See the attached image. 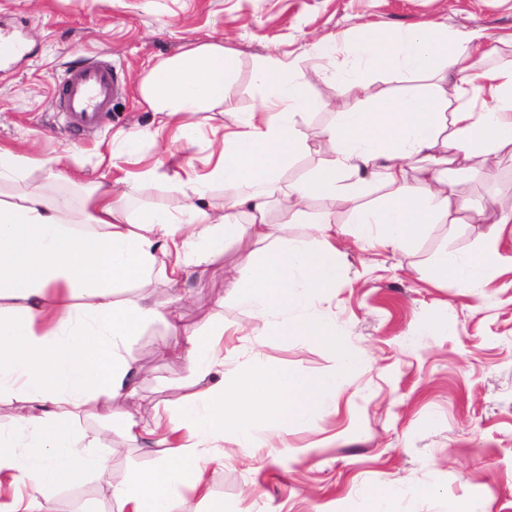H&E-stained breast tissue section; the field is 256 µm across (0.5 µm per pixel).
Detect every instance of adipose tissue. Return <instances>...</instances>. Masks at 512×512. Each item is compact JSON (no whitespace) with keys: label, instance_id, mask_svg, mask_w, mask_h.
<instances>
[{"label":"adipose tissue","instance_id":"1","mask_svg":"<svg viewBox=\"0 0 512 512\" xmlns=\"http://www.w3.org/2000/svg\"><path fill=\"white\" fill-rule=\"evenodd\" d=\"M342 44L359 65L388 67L423 86L401 95L382 90L366 106L337 113L323 134L326 159L295 181L280 182L303 147L294 117L324 104L306 92L312 75L294 71L286 57L271 52L255 70L258 106L231 113L207 173L174 178L188 200L180 212L126 211L123 197L157 180L153 169L124 181L119 191L93 187V209L81 220L73 218L65 197L30 191L0 198V398L33 406L28 415L0 424V486L31 487L30 495H14L6 512H35L38 502H50L61 488L106 476L111 436L77 432L72 420L101 397L120 410L142 373L126 345L143 325L164 316L150 295L115 299L119 287L146 285L158 275L178 285L211 265L230 241L239 254L228 280L237 305L264 318L272 335L297 329L333 337L310 309L342 276L334 205H347L359 240L400 252L411 250L428 225L481 216L477 203L460 197L456 187L476 165L512 157V66H477L478 58L498 54L497 40L430 29L389 35L358 24L320 39L314 49L331 57ZM235 67L234 52L220 40L159 60L140 85L158 128L117 134L111 158L138 156L145 141L169 127L182 150H191L200 130L190 115L223 105ZM453 72L458 79L452 83ZM410 160L422 163L418 177L409 175ZM373 184L385 195L368 204L364 198ZM215 185L224 189L220 212L203 206ZM279 189L288 206L274 222ZM315 200L324 209L312 210ZM292 224L309 225L315 239L289 237ZM493 254L490 245L463 258L443 252L436 267L442 276L475 283ZM223 333L219 324L212 336L191 332L181 344L159 345L160 355L191 364L199 391L148 424L128 415L123 440L150 443L154 464L113 486L118 512H177V490L207 494L209 466L224 462L223 454L211 453L212 444L229 439L240 448L287 447L292 428L334 408L337 391L359 364L335 339L339 367L319 378L264 366L254 356L228 375L214 356L213 339Z\"/></svg>","mask_w":512,"mask_h":512}]
</instances>
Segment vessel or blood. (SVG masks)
I'll use <instances>...</instances> for the list:
<instances>
[{"mask_svg": "<svg viewBox=\"0 0 512 512\" xmlns=\"http://www.w3.org/2000/svg\"><path fill=\"white\" fill-rule=\"evenodd\" d=\"M119 89L112 65L105 61L70 66L53 84V94L75 130L96 124L110 109Z\"/></svg>", "mask_w": 512, "mask_h": 512, "instance_id": "obj_1", "label": "vessel or blood"}]
</instances>
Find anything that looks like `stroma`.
<instances>
[{
    "mask_svg": "<svg viewBox=\"0 0 512 512\" xmlns=\"http://www.w3.org/2000/svg\"><path fill=\"white\" fill-rule=\"evenodd\" d=\"M361 23L385 31L477 29L503 41L490 65L512 62V0H0V29L23 45L20 54L0 61V147L39 160L69 157L71 176L49 182L35 167L23 186L5 184L0 193L39 187L71 199L74 217H82L90 208L88 190L104 172L98 161L109 153L113 136L152 124L138 95L148 68L216 39L238 57L224 112L257 105L253 71L267 53L289 57L303 70H327L326 78L308 88L325 109L294 118L306 142L282 175L283 182L294 181L324 158L321 134L337 113L380 89L402 85L391 69L355 65L348 48L331 60L315 55L318 39ZM96 56L111 62L123 91L99 124L76 132L52 101L50 84L75 61ZM341 70L362 85L360 97L340 91L334 74ZM223 114L196 115L204 135L192 152L171 141L148 142L141 162H121L122 171L155 165L171 174L189 165L204 173L212 131L223 125ZM458 191L485 211L512 209V159L478 169ZM346 218V206H338L336 245L344 276L311 310L335 327L361 362L337 394L335 412L291 430L284 449H236L224 442L233 455L210 467V498L185 488L176 494L179 506L191 512H215L222 502L240 512H374L373 492L390 489L398 494L396 512H448L449 503L474 498L485 512H512V224H433L413 251L393 252L358 242ZM491 241L496 254L482 281L437 276L438 251L464 257ZM238 258L227 248L180 284L177 301L162 278L148 284L175 318L148 323L128 344L146 373L124 404L141 420L184 394L192 375L187 361L160 356L158 344L183 341L185 333L219 322L226 332L215 350L225 373L238 362L233 349L239 327L267 365L304 378L332 365L329 340L270 335L263 320L229 302L226 276ZM153 461L146 449L122 445L105 479L60 491L54 512H114L112 486ZM412 484L429 487V495L409 494Z\"/></svg>",
    "mask_w": 512,
    "mask_h": 512,
    "instance_id": "stroma-1",
    "label": "stroma"
}]
</instances>
